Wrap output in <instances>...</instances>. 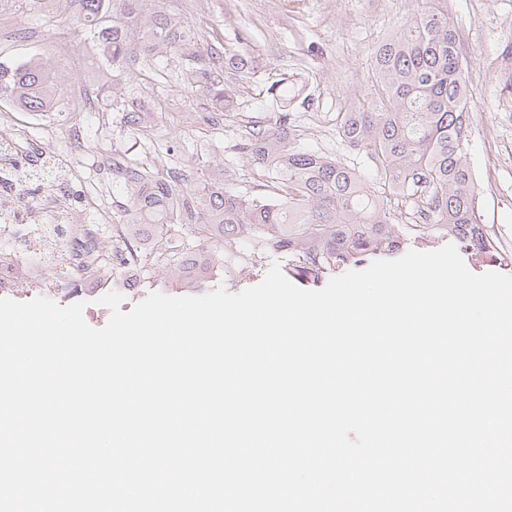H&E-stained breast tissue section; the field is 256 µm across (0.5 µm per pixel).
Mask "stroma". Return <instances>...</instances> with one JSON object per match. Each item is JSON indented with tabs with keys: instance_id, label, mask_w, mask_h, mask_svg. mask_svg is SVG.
Wrapping results in <instances>:
<instances>
[{
	"instance_id": "obj_1",
	"label": "stroma",
	"mask_w": 512,
	"mask_h": 512,
	"mask_svg": "<svg viewBox=\"0 0 512 512\" xmlns=\"http://www.w3.org/2000/svg\"><path fill=\"white\" fill-rule=\"evenodd\" d=\"M421 0H177L186 27L201 42L219 38L227 53L257 57L259 68L241 85L235 111H213L202 90L182 79L183 61L176 54L140 57L115 91L103 89L94 49L73 26L75 0H53L48 11H27L24 0H0V64L12 67L29 59L41 62L55 80L56 98L82 96L94 114L86 118L89 151L102 142L128 146L131 158L166 154L177 163L185 153L226 167L229 186L251 189V164L235 149L246 129L269 123L280 108L269 88L280 78L293 83L295 98L287 108L298 125L302 147L348 158L336 134V113L351 108L367 86L371 56L377 44L414 13ZM464 56L469 60L472 119L468 153L478 183L481 223L497 225L504 245L512 249V74L501 67V53L512 50V0H447ZM243 28L250 40L237 44L233 31ZM125 104L150 106L157 119L146 134L126 126L113 94ZM183 111V125L164 119ZM9 112L29 137L46 151L62 155L66 145L58 126L60 110L22 112L0 98V113ZM240 240L225 245L216 274L202 292L225 286L236 293L259 284L282 255L262 261Z\"/></svg>"
}]
</instances>
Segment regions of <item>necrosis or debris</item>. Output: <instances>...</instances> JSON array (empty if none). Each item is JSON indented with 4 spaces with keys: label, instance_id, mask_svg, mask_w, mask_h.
<instances>
[{
    "label": "necrosis or debris",
    "instance_id": "1",
    "mask_svg": "<svg viewBox=\"0 0 512 512\" xmlns=\"http://www.w3.org/2000/svg\"><path fill=\"white\" fill-rule=\"evenodd\" d=\"M68 158L85 151V126L71 120L67 128ZM44 154L39 144H21L11 114L0 115V223L12 226L15 242L10 256L0 260V296L17 291L18 259H25L33 270L65 244L71 228H79L84 244L81 260L64 259L61 283H49L41 293L50 299L65 296L100 297L102 289L87 285L86 273L98 266L101 225L111 223L112 214L101 208L96 218H88L85 210L73 205L64 190L73 174L68 158L56 159L51 182L43 194H34L31 182L41 170Z\"/></svg>",
    "mask_w": 512,
    "mask_h": 512
}]
</instances>
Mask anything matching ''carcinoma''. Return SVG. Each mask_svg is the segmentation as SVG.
I'll use <instances>...</instances> for the list:
<instances>
[{
	"label": "carcinoma",
	"mask_w": 512,
	"mask_h": 512,
	"mask_svg": "<svg viewBox=\"0 0 512 512\" xmlns=\"http://www.w3.org/2000/svg\"><path fill=\"white\" fill-rule=\"evenodd\" d=\"M75 28L86 36L105 70L123 69L135 50L178 54L190 85L233 110L237 82L252 58H225L224 44L206 46L187 34L170 0H78ZM469 62L440 0L426 5L375 49L359 104L336 113V134L366 160L359 167L300 146L288 109L274 123L248 133L240 150L257 174L254 190L227 189L219 165L171 169L149 178L112 146V220L124 244L112 250V269L128 276L132 252L167 239L177 248L194 234L197 249L166 255L164 269L186 288L212 278L219 251L241 237L260 254L288 257L285 276L301 284L393 253L410 240L448 233L468 258L484 261L495 230L479 223L477 183L468 158L471 109ZM0 93L27 112H49L54 87L44 67L28 60L0 66Z\"/></svg>",
	"instance_id": "obj_1"
}]
</instances>
